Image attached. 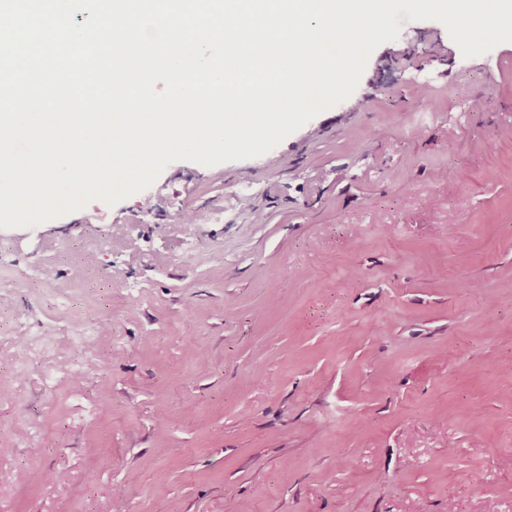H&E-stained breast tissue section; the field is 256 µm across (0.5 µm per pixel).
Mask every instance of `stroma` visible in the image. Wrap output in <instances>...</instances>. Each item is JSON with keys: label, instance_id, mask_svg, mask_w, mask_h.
<instances>
[{"label": "stroma", "instance_id": "obj_1", "mask_svg": "<svg viewBox=\"0 0 512 512\" xmlns=\"http://www.w3.org/2000/svg\"><path fill=\"white\" fill-rule=\"evenodd\" d=\"M0 250V512H512V42Z\"/></svg>", "mask_w": 512, "mask_h": 512}]
</instances>
